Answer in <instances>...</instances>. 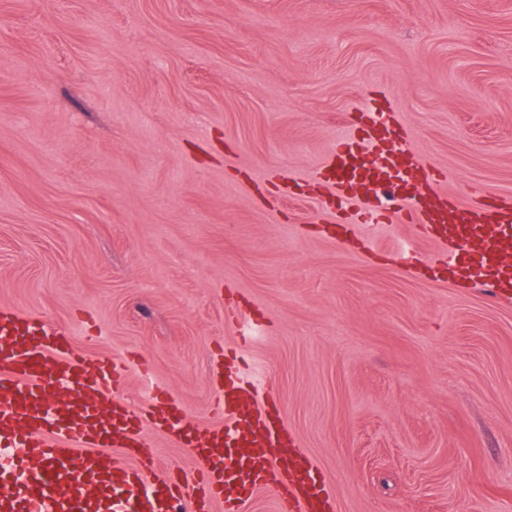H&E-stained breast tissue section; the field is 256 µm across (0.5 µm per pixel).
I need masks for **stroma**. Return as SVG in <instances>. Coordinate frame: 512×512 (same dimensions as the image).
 <instances>
[{
    "label": "stroma",
    "mask_w": 512,
    "mask_h": 512,
    "mask_svg": "<svg viewBox=\"0 0 512 512\" xmlns=\"http://www.w3.org/2000/svg\"><path fill=\"white\" fill-rule=\"evenodd\" d=\"M366 101L512 196V0H0V308L202 428L221 368L264 387L336 512H512V294L338 223Z\"/></svg>",
    "instance_id": "obj_1"
}]
</instances>
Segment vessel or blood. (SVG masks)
<instances>
[{"mask_svg": "<svg viewBox=\"0 0 512 512\" xmlns=\"http://www.w3.org/2000/svg\"><path fill=\"white\" fill-rule=\"evenodd\" d=\"M359 138L377 157L364 162L342 143L323 173L344 194L395 186L399 222L435 242L453 241L451 278L480 281L491 297L512 291V201L473 189L447 196L439 173L407 145L399 127L370 120ZM123 363L88 366L63 331L38 316L0 309V512H247L273 489L277 512H335L325 478L295 449L277 412L226 381L213 405L218 424L198 429L171 398L154 395L145 413L112 398ZM194 449L202 468L158 471L146 427Z\"/></svg>", "mask_w": 512, "mask_h": 512, "instance_id": "1", "label": "vessel or blood"}]
</instances>
